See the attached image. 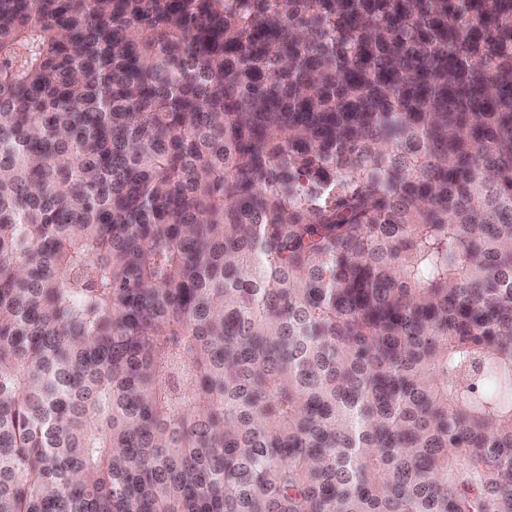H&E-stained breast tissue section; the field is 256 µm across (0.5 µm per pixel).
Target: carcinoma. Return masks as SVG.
I'll return each mask as SVG.
<instances>
[{"mask_svg":"<svg viewBox=\"0 0 512 512\" xmlns=\"http://www.w3.org/2000/svg\"><path fill=\"white\" fill-rule=\"evenodd\" d=\"M0 512H512V0H0Z\"/></svg>","mask_w":512,"mask_h":512,"instance_id":"1","label":"carcinoma"}]
</instances>
